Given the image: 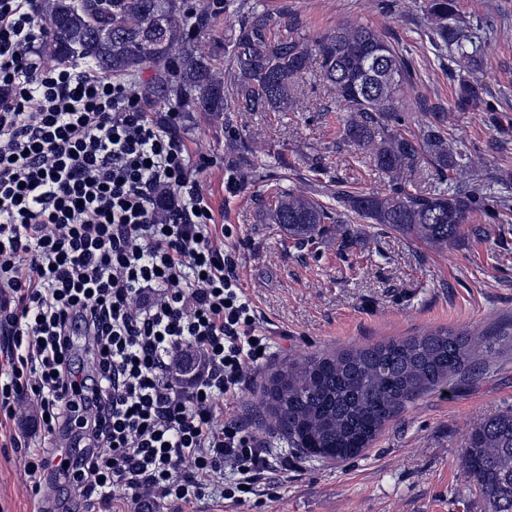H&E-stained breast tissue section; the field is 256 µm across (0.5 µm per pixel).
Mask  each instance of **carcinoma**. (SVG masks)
I'll list each match as a JSON object with an SVG mask.
<instances>
[{
  "instance_id": "carcinoma-1",
  "label": "carcinoma",
  "mask_w": 512,
  "mask_h": 512,
  "mask_svg": "<svg viewBox=\"0 0 512 512\" xmlns=\"http://www.w3.org/2000/svg\"><path fill=\"white\" fill-rule=\"evenodd\" d=\"M422 8L439 43L456 46L458 66L474 64L467 50L471 35L448 27L455 0H423ZM40 10L49 28L44 47L55 60L78 59L117 77H134L152 64L154 74L141 90L146 100L217 119L226 112L288 111L300 94V79L318 61L326 92L353 113L343 123L342 141L366 154L391 184L367 193L336 180L332 213L314 196L274 183L266 217L300 244L330 232L328 222L342 241L353 243L350 221L358 219L442 247L460 237L484 204L487 188L467 173L465 154L448 142L445 109L419 101L426 121L416 131L395 130L405 123L411 66L369 26L346 21L308 44L292 36L301 25L298 15L282 9L274 16L256 0H224L234 21L222 68L196 46L216 14L185 10L181 0H40ZM478 99V88L460 80L454 106L464 110ZM224 134L236 154L250 152L228 120ZM424 164L442 184L450 173L457 179L425 194L406 191L403 175ZM485 349L492 343L480 332L439 328L313 354L267 376L262 414L289 447L318 460H345L420 395L451 389L452 378ZM463 464L468 488L484 499L487 512H512V408L469 432Z\"/></svg>"
}]
</instances>
